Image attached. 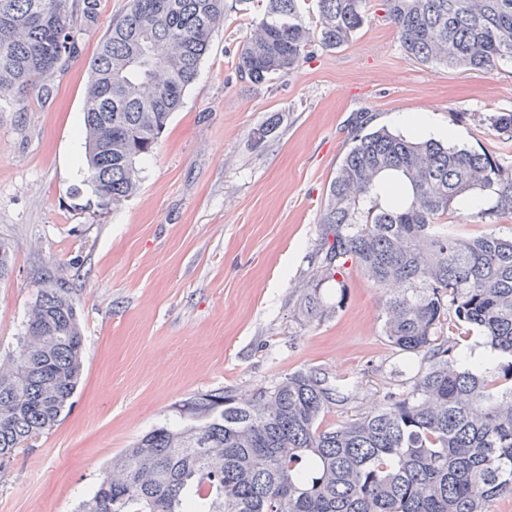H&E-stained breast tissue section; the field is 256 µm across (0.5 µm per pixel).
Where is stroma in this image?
<instances>
[{
	"instance_id": "1",
	"label": "stroma",
	"mask_w": 512,
	"mask_h": 512,
	"mask_svg": "<svg viewBox=\"0 0 512 512\" xmlns=\"http://www.w3.org/2000/svg\"><path fill=\"white\" fill-rule=\"evenodd\" d=\"M129 0H101L82 53L53 100L29 90L0 111V361L18 351L38 279L65 274L85 339L84 370L58 425L0 469V512H76L114 456L175 421L181 401L216 389L246 396L317 369L352 395L334 426L409 389L417 356L384 334L385 293L355 270L321 284L331 313L306 315L330 181L357 113L407 135L398 116L448 130L450 144L512 162L488 115L512 112V66L423 65L369 0L347 45L313 49L289 76L256 86L236 71L247 32L229 11L196 81L153 153L138 192L102 209L86 181L80 131L88 66ZM281 123L257 140L272 114Z\"/></svg>"
}]
</instances>
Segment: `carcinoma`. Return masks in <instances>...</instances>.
Wrapping results in <instances>:
<instances>
[{
    "mask_svg": "<svg viewBox=\"0 0 512 512\" xmlns=\"http://www.w3.org/2000/svg\"><path fill=\"white\" fill-rule=\"evenodd\" d=\"M251 17L236 59L261 85L293 73L316 44L340 48L368 23L367 0H237ZM402 49L422 64L491 71L512 63V0H381ZM100 0H0V109L31 87L44 100L80 53ZM226 0H130L89 64L83 108L86 182L100 205L134 196L140 162L197 79ZM355 118L327 191L317 282L346 265L386 289L384 333L422 355L409 391L339 426L321 416L349 396L316 370L246 399L224 389L180 404L112 459L78 512H488L512 495V362L465 365L442 336L453 315L512 357V236L448 232L470 209L493 227L512 215V165L491 153L410 139ZM392 172L398 184H380ZM490 206L474 210L475 194ZM308 315L327 308L305 295ZM84 364L77 304L60 274L37 287L17 355L0 365V468L71 406Z\"/></svg>",
    "mask_w": 512,
    "mask_h": 512,
    "instance_id": "carcinoma-1",
    "label": "carcinoma"
}]
</instances>
